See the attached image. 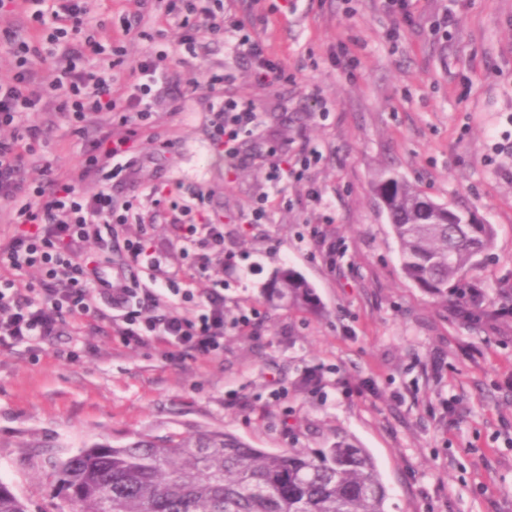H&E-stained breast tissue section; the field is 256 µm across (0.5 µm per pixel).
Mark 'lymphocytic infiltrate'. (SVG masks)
<instances>
[{
  "instance_id": "obj_1",
  "label": "lymphocytic infiltrate",
  "mask_w": 512,
  "mask_h": 512,
  "mask_svg": "<svg viewBox=\"0 0 512 512\" xmlns=\"http://www.w3.org/2000/svg\"><path fill=\"white\" fill-rule=\"evenodd\" d=\"M154 2L151 28L144 8ZM93 0H14L20 18L0 30V46L14 58V73L0 81V210L16 232L0 243V349L33 346L65 335L70 320L108 322L124 342L163 347L165 358L216 359L224 354V327L246 328L257 310L224 320V227L206 213L210 191L185 189L178 181L152 184L145 198L159 205L174 198V239L158 248L146 237L125 238V260L117 283L103 277L112 264V239L119 227L147 220L136 199L113 194L114 185L133 180L141 143H156L152 116L157 101L183 111L191 87L169 82L167 52L127 63L121 38L130 32L148 40L165 39L176 27L175 47L194 53L199 37L232 32L235 51L261 84L286 83L288 70L271 59L263 44L243 27L224 23V0H133L120 21L99 12ZM53 77L41 81L43 64ZM123 93H116L118 79ZM232 74L209 72L213 92L207 104L209 140L228 169L242 161L246 138L261 124L257 105L224 94ZM32 112L64 115L87 142L66 174L44 162L41 177L31 170L43 140ZM109 113L111 127L89 136L96 116ZM97 244L95 253L85 250ZM207 275L206 291L193 290L196 275ZM193 304L186 315L182 304Z\"/></svg>"
}]
</instances>
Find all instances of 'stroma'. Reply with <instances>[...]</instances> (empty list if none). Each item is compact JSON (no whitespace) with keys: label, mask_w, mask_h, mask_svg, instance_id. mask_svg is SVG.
I'll return each mask as SVG.
<instances>
[{"label":"stroma","mask_w":512,"mask_h":512,"mask_svg":"<svg viewBox=\"0 0 512 512\" xmlns=\"http://www.w3.org/2000/svg\"><path fill=\"white\" fill-rule=\"evenodd\" d=\"M408 10L403 22L384 0H224L225 20L290 81L257 83L227 36L172 62L173 83L196 79L193 99L176 114L161 106L171 146L141 145L139 180L120 193L176 180L210 188L233 255L224 317L254 307L259 321L226 328L223 357L196 362L84 320L73 340L40 352L0 349V482L30 512H68L44 459L196 427L268 451L353 440L375 461L387 512H512V0H409ZM206 69L232 72L226 93L262 114L229 176L203 130ZM31 118L47 131L40 158L71 166L84 142L67 120ZM274 145L319 160L274 185ZM393 173L493 225L492 248L465 279L494 316L471 321L404 278L374 192ZM263 194L268 223H248ZM282 267L312 285L314 309L268 299Z\"/></svg>","instance_id":"35a3bbf8"}]
</instances>
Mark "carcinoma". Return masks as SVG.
I'll return each instance as SVG.
<instances>
[{"instance_id":"obj_1","label":"carcinoma","mask_w":512,"mask_h":512,"mask_svg":"<svg viewBox=\"0 0 512 512\" xmlns=\"http://www.w3.org/2000/svg\"><path fill=\"white\" fill-rule=\"evenodd\" d=\"M375 192L386 198L405 278L441 304L466 295L463 272L492 247L493 225L428 223L425 196L396 174ZM271 288L297 308L314 302L313 287L288 267ZM46 465L70 512H385L387 500L370 453L346 439L275 453L223 430L145 434ZM0 512L27 505L0 488Z\"/></svg>"}]
</instances>
